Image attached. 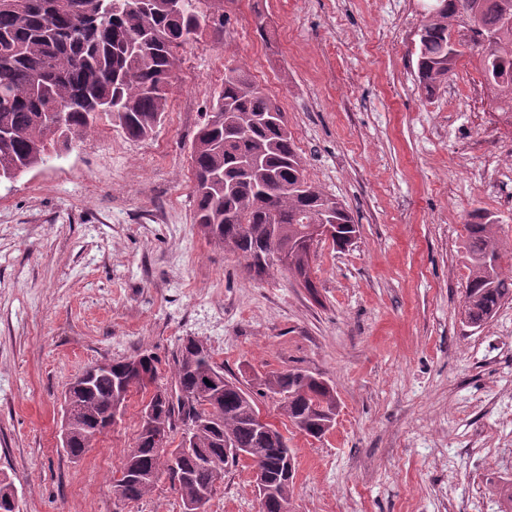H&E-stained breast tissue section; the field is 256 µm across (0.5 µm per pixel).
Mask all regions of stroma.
Here are the masks:
<instances>
[{
    "mask_svg": "<svg viewBox=\"0 0 512 512\" xmlns=\"http://www.w3.org/2000/svg\"><path fill=\"white\" fill-rule=\"evenodd\" d=\"M425 0H224V25L178 50L164 121L142 140L100 125L61 157L0 182V472L19 512H181L168 482L112 497L140 395L79 458L59 446L63 393L87 366L148 350L170 378L180 338L227 378L288 367L334 385L321 439L272 400L296 461L289 512H498L512 447L463 450L505 430L512 407V301L482 329L462 305L463 224L498 216L512 257V135L486 133L489 99L456 82L426 96L412 54ZM230 67L248 69L286 113L309 181L359 225L323 241L315 292L287 273L246 277L194 222L189 146ZM246 468L209 512H259Z\"/></svg>",
    "mask_w": 512,
    "mask_h": 512,
    "instance_id": "obj_1",
    "label": "stroma"
}]
</instances>
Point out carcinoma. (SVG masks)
<instances>
[{"instance_id":"obj_1","label":"carcinoma","mask_w":512,"mask_h":512,"mask_svg":"<svg viewBox=\"0 0 512 512\" xmlns=\"http://www.w3.org/2000/svg\"><path fill=\"white\" fill-rule=\"evenodd\" d=\"M202 0H183L178 13L170 0H12L0 7V176L32 170L51 155H60L92 133L102 121L120 128L132 140L149 137L170 105L171 70L176 51L208 25ZM440 10L425 17L416 48V77L432 96L456 75L464 52L449 45L450 31L464 16L475 27L469 48L483 76L496 84L493 101L512 110V0H436ZM63 129L48 141L51 125ZM50 142L52 152L46 151ZM194 177V221L202 236L245 261L250 277L261 280L278 271L293 275L301 266V228L320 216L340 225L332 243L352 245L359 231L346 205L308 181L304 160L288 129L285 112L248 71L231 68L212 96V114L199 126L189 148ZM499 220L486 209L468 213L463 248L468 261L465 323L481 329L512 298L498 235ZM288 255V265L267 261L273 245ZM159 359L140 351L100 368L91 387L69 389L77 407L72 424V457L83 455L97 441L96 428L111 414L114 393H146L148 377L160 383ZM170 383L176 392L197 395L208 424L196 434L198 450L172 471V452L157 447L154 435L138 427L134 459L124 456L119 471L150 472L146 482L130 480L125 493L139 501L166 479L180 499L208 491L215 472H226L224 437L237 448H254L264 467L274 466L286 447L279 430H260L247 403L268 393L280 396L277 407L304 435L321 439L330 431L339 400L334 387L301 368L268 372L255 390H246L209 352L192 348L186 338L177 347ZM157 418L177 434L194 425L188 403L155 401ZM14 483L0 474V512H17Z\"/></svg>"}]
</instances>
